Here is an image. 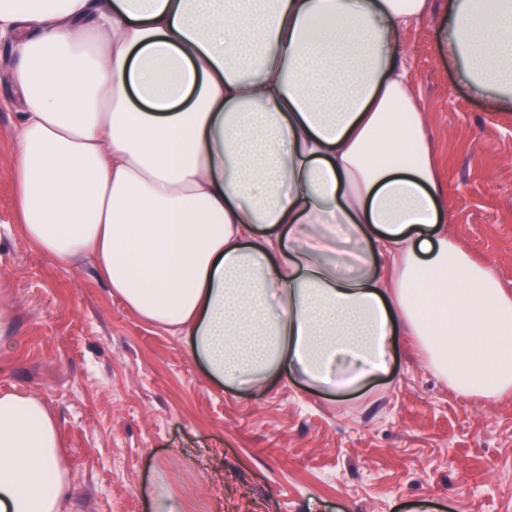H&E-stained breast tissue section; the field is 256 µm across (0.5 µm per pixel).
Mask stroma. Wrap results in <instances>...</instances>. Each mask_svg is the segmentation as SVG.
<instances>
[{
	"label": "stroma",
	"mask_w": 512,
	"mask_h": 512,
	"mask_svg": "<svg viewBox=\"0 0 512 512\" xmlns=\"http://www.w3.org/2000/svg\"><path fill=\"white\" fill-rule=\"evenodd\" d=\"M448 0L404 36L449 235L512 294V112L437 44ZM0 39V280L14 292L0 393L56 416L68 512H512V392L465 397L397 332L388 376L324 390L209 379L181 336L148 324L85 260L23 237L12 175L19 107Z\"/></svg>",
	"instance_id": "stroma-1"
}]
</instances>
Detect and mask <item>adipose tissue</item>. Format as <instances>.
I'll return each mask as SVG.
<instances>
[{
	"mask_svg": "<svg viewBox=\"0 0 512 512\" xmlns=\"http://www.w3.org/2000/svg\"><path fill=\"white\" fill-rule=\"evenodd\" d=\"M430 4L0 0L25 240L91 260L230 387H357L402 325L459 395L512 391V295L448 236L401 52ZM438 43L512 111V0H449ZM69 497L54 416L1 393L0 512Z\"/></svg>",
	"mask_w": 512,
	"mask_h": 512,
	"instance_id": "obj_1",
	"label": "adipose tissue"
}]
</instances>
